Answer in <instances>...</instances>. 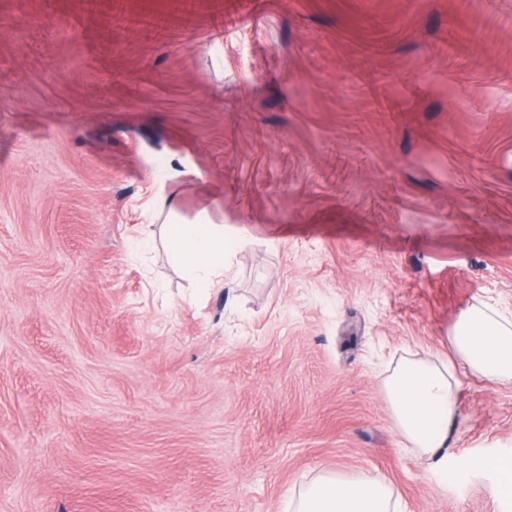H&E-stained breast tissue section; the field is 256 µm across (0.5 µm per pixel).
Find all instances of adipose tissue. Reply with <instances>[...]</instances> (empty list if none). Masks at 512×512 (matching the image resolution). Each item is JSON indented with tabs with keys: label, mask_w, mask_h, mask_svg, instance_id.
I'll list each match as a JSON object with an SVG mask.
<instances>
[{
	"label": "adipose tissue",
	"mask_w": 512,
	"mask_h": 512,
	"mask_svg": "<svg viewBox=\"0 0 512 512\" xmlns=\"http://www.w3.org/2000/svg\"><path fill=\"white\" fill-rule=\"evenodd\" d=\"M173 259L195 288L207 292L224 283L220 224H172L167 231ZM458 361L494 381L512 380V319L488 304L463 309L449 333ZM397 428L423 454L448 456V439L460 423L458 382L450 368L400 360L384 383ZM392 494L383 484L320 476L302 493L295 512H391Z\"/></svg>",
	"instance_id": "adipose-tissue-1"
}]
</instances>
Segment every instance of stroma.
I'll return each mask as SVG.
<instances>
[{
    "label": "stroma",
    "instance_id": "stroma-1",
    "mask_svg": "<svg viewBox=\"0 0 512 512\" xmlns=\"http://www.w3.org/2000/svg\"><path fill=\"white\" fill-rule=\"evenodd\" d=\"M197 221L247 239L228 289L170 257ZM480 301L512 0H0V512H291L333 472L512 512V382L457 367L444 472L384 389ZM490 469L497 474V493L499 496L512 497V460L490 459L487 462Z\"/></svg>",
    "mask_w": 512,
    "mask_h": 512
}]
</instances>
